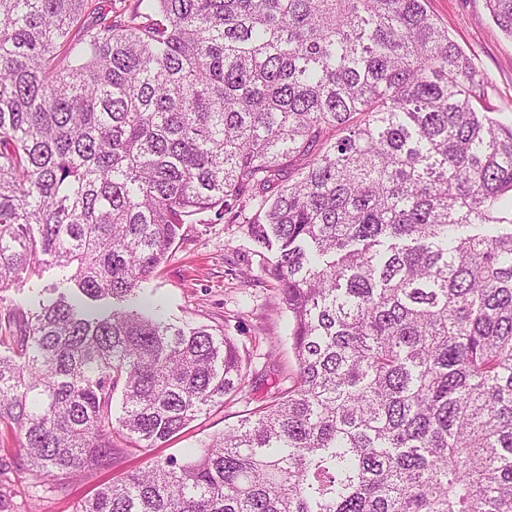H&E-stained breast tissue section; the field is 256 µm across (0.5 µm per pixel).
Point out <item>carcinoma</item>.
Wrapping results in <instances>:
<instances>
[{"label": "carcinoma", "mask_w": 512, "mask_h": 512, "mask_svg": "<svg viewBox=\"0 0 512 512\" xmlns=\"http://www.w3.org/2000/svg\"><path fill=\"white\" fill-rule=\"evenodd\" d=\"M107 2L0 0V288L77 287L0 336L22 468L66 493L245 391L140 297L206 214L273 253L288 388L76 512H512V120L426 0ZM21 288L16 286L0 290V314L25 308L28 302L38 299L56 298L65 288H74L66 271L55 264L51 256H40V265L35 275H21ZM56 288V289H55Z\"/></svg>", "instance_id": "1"}]
</instances>
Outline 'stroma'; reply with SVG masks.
Here are the masks:
<instances>
[{
  "label": "stroma",
  "instance_id": "1",
  "mask_svg": "<svg viewBox=\"0 0 512 512\" xmlns=\"http://www.w3.org/2000/svg\"><path fill=\"white\" fill-rule=\"evenodd\" d=\"M427 8L484 74L486 104L495 117L511 119L512 37L492 21L485 0H427ZM265 266L242 225L185 224L149 291L163 301L171 323L206 325L234 339L251 362L252 385L245 396L200 417L163 447L118 457L110 471L87 474L69 494L35 486L27 473L1 475L0 493L10 503L9 512H75L78 501L92 496L103 481L144 465L147 458L177 455L198 445L236 424L243 411L265 403L273 388H287L295 367L288 312ZM70 285L67 272L51 256H42L36 274L25 276L20 287L0 290V314L57 297Z\"/></svg>",
  "mask_w": 512,
  "mask_h": 512
}]
</instances>
